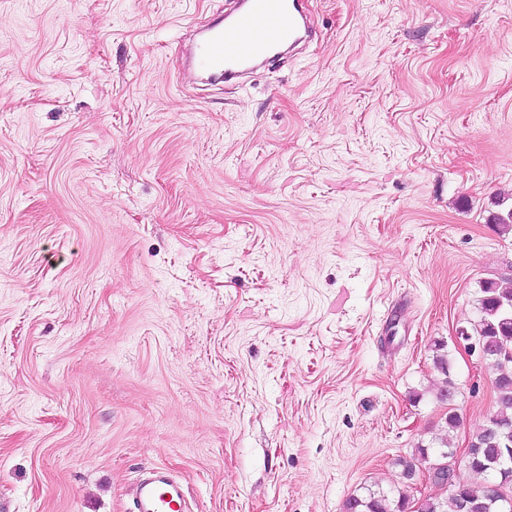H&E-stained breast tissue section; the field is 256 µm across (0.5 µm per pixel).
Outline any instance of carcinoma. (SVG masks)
Returning <instances> with one entry per match:
<instances>
[{
  "instance_id": "obj_1",
  "label": "carcinoma",
  "mask_w": 512,
  "mask_h": 512,
  "mask_svg": "<svg viewBox=\"0 0 512 512\" xmlns=\"http://www.w3.org/2000/svg\"><path fill=\"white\" fill-rule=\"evenodd\" d=\"M480 312L479 339L495 369L498 405L497 412L473 434L468 458L469 469L483 480V488L478 491L459 484L445 497L421 499L415 512H498L500 508L512 512V482L502 483L498 472L501 461L512 452V279L484 282ZM451 455L448 447L435 454L421 444L415 448L414 460L400 462L403 478L413 479L422 466L440 472ZM409 505L410 498L403 492L394 502L383 491H370L350 497L344 512H405Z\"/></svg>"
}]
</instances>
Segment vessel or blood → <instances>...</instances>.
I'll use <instances>...</instances> for the list:
<instances>
[{"instance_id": "obj_1", "label": "vessel or blood", "mask_w": 512, "mask_h": 512, "mask_svg": "<svg viewBox=\"0 0 512 512\" xmlns=\"http://www.w3.org/2000/svg\"><path fill=\"white\" fill-rule=\"evenodd\" d=\"M305 11L304 0H243L235 12L217 19L195 46L194 69L215 84L236 82L303 38ZM184 496L183 484L165 468L155 467L134 489L133 512H178Z\"/></svg>"}]
</instances>
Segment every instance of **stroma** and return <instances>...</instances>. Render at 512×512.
Returning <instances> with one entry per match:
<instances>
[{
  "mask_svg": "<svg viewBox=\"0 0 512 512\" xmlns=\"http://www.w3.org/2000/svg\"><path fill=\"white\" fill-rule=\"evenodd\" d=\"M230 2L0 0V512H131L154 466L183 512L439 496L400 462L441 436L478 482L512 0H307L292 59L183 87Z\"/></svg>",
  "mask_w": 512,
  "mask_h": 512,
  "instance_id": "35a3bbf8",
  "label": "stroma"
}]
</instances>
